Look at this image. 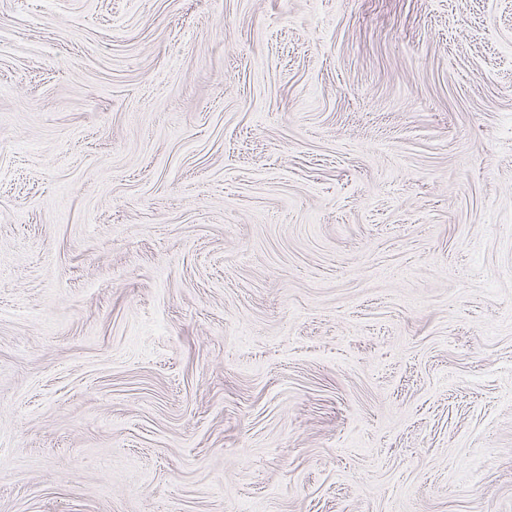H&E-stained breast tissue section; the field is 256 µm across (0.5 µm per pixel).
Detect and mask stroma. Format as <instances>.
<instances>
[{
  "instance_id": "obj_1",
  "label": "stroma",
  "mask_w": 512,
  "mask_h": 512,
  "mask_svg": "<svg viewBox=\"0 0 512 512\" xmlns=\"http://www.w3.org/2000/svg\"><path fill=\"white\" fill-rule=\"evenodd\" d=\"M0 512H512V0H0Z\"/></svg>"
}]
</instances>
